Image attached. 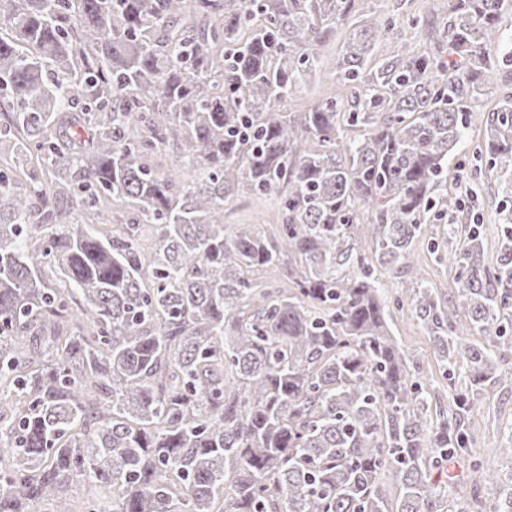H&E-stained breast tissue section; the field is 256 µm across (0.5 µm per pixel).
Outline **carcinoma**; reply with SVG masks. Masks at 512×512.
I'll return each mask as SVG.
<instances>
[{"label": "carcinoma", "instance_id": "obj_1", "mask_svg": "<svg viewBox=\"0 0 512 512\" xmlns=\"http://www.w3.org/2000/svg\"><path fill=\"white\" fill-rule=\"evenodd\" d=\"M354 4L0 0V512H73L75 482L98 512H468L433 466L512 382V180L494 262L480 224L448 225L456 300L420 284L390 302L374 273H410L424 223L461 210L448 157L512 56L487 51L512 42V0H429L435 50L371 68L392 27L366 17L336 95L281 111ZM480 152L512 167V91ZM242 192L276 196L278 236L224 224ZM280 265L293 289L254 286ZM391 303L441 357L434 419ZM499 486L491 512H512Z\"/></svg>", "mask_w": 512, "mask_h": 512}]
</instances>
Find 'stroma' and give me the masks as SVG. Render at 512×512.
<instances>
[{
	"label": "stroma",
	"instance_id": "stroma-1",
	"mask_svg": "<svg viewBox=\"0 0 512 512\" xmlns=\"http://www.w3.org/2000/svg\"><path fill=\"white\" fill-rule=\"evenodd\" d=\"M357 14H367L379 20H390L394 28L384 42L376 46L371 61L379 63L385 56L394 54L407 46L423 52L430 43L424 27L415 20L424 16L423 0H355ZM348 27L339 24L335 33L322 46L320 53L324 61L322 69L309 73L299 88L283 103L286 112H302L326 102L333 93L336 82V64L341 56ZM500 78H492L479 111L471 113L465 138L455 154L448 160V185L457 191L460 199L470 211L480 214L485 227L484 255L494 259L497 254L495 224L498 197L491 193L488 185L476 179L474 171L481 164L477 151L481 147L489 124L499 108ZM224 221L242 230L267 238L278 235L282 216L278 202L272 195L243 193L234 197L224 208ZM447 225L434 221L426 224L424 233L417 241L419 254L417 271L396 278L386 271H378L377 278L386 294L397 289L413 286L416 280H424L442 292H450L453 286L452 273L448 267ZM389 325L398 342L406 350L412 373L421 382L431 402L446 400L447 385L441 373L438 356L425 329L411 318L406 310H392ZM474 440L470 454L481 463L484 470L501 477L512 475V457L503 453V435L512 429V386L492 388L482 399L479 409L472 414L467 424Z\"/></svg>",
	"mask_w": 512,
	"mask_h": 512
}]
</instances>
